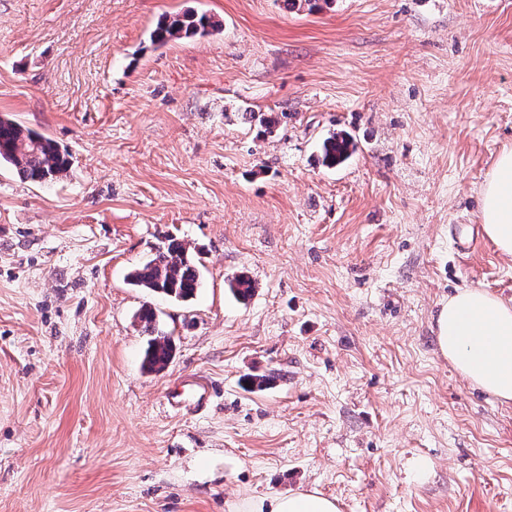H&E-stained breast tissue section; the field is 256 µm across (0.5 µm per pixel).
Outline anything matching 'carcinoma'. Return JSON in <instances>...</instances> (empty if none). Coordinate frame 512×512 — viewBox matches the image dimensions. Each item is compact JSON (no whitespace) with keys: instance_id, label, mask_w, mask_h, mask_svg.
I'll return each mask as SVG.
<instances>
[{"instance_id":"cac0c4a2","label":"carcinoma","mask_w":512,"mask_h":512,"mask_svg":"<svg viewBox=\"0 0 512 512\" xmlns=\"http://www.w3.org/2000/svg\"><path fill=\"white\" fill-rule=\"evenodd\" d=\"M218 29V22L211 17L187 10L164 16L152 31L151 41L162 46L174 39L204 36ZM353 150L354 144L349 136L333 132L322 142V163L332 167L348 159ZM1 162L13 166L23 178L39 184L52 182L68 166L66 154L52 140L2 116ZM199 279L198 267L188 258L186 247L173 237L167 239L150 261L128 274L131 285L179 301L193 298L199 288ZM229 289L235 297L244 299L251 295L254 286L248 277L236 276L229 281ZM137 318L149 335L143 366L149 372L159 373L167 367L171 358L172 337L157 328L152 308L144 307Z\"/></svg>"}]
</instances>
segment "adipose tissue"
<instances>
[{
  "label": "adipose tissue",
  "mask_w": 512,
  "mask_h": 512,
  "mask_svg": "<svg viewBox=\"0 0 512 512\" xmlns=\"http://www.w3.org/2000/svg\"><path fill=\"white\" fill-rule=\"evenodd\" d=\"M480 217L499 252L512 256V150L503 151L481 191ZM438 349L471 384L512 401V305L481 288L449 297L435 318ZM242 512H339L318 492L247 499Z\"/></svg>",
  "instance_id": "ef3b65f1"
}]
</instances>
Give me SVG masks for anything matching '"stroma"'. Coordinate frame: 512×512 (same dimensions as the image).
<instances>
[{
    "instance_id": "obj_1",
    "label": "stroma",
    "mask_w": 512,
    "mask_h": 512,
    "mask_svg": "<svg viewBox=\"0 0 512 512\" xmlns=\"http://www.w3.org/2000/svg\"><path fill=\"white\" fill-rule=\"evenodd\" d=\"M188 9L220 29L151 45ZM1 113L69 165L0 166V512H512V402L434 332L457 290L512 304V257L453 248L512 149V0H0ZM171 236L186 302L127 279ZM200 376L207 405L171 406ZM354 144L344 133L332 132L322 142V163L326 166H336L351 155ZM137 318L142 323L144 332L149 335L143 356V366L149 372L159 373L167 367L171 358L172 337L159 331L155 311L150 306L141 309ZM239 512H339L331 499L316 491L297 492L271 499H246Z\"/></svg>"
}]
</instances>
